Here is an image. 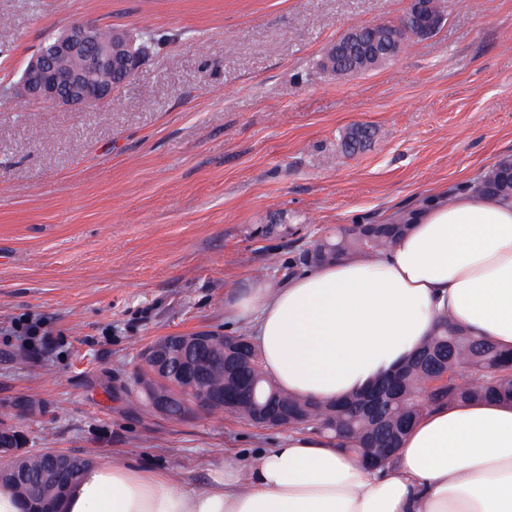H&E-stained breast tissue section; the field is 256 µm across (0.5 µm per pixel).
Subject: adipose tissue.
<instances>
[{
    "label": "adipose tissue",
    "instance_id": "ef3b65f1",
    "mask_svg": "<svg viewBox=\"0 0 512 512\" xmlns=\"http://www.w3.org/2000/svg\"><path fill=\"white\" fill-rule=\"evenodd\" d=\"M388 251L261 282L227 304L284 391L333 402L402 365L442 316L512 347V199L434 188ZM63 512H512V404L441 406L392 462L293 432L254 458L224 455L205 486L100 462Z\"/></svg>",
    "mask_w": 512,
    "mask_h": 512
}]
</instances>
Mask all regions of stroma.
<instances>
[{
	"instance_id": "obj_1",
	"label": "stroma",
	"mask_w": 512,
	"mask_h": 512,
	"mask_svg": "<svg viewBox=\"0 0 512 512\" xmlns=\"http://www.w3.org/2000/svg\"><path fill=\"white\" fill-rule=\"evenodd\" d=\"M408 0H0V414L30 448L203 483L281 432L133 402L137 354L225 321L259 268L287 281L313 238L383 224L512 158V0H447L429 37L375 70L319 69L353 23ZM93 22L160 45L101 107L20 97L43 42ZM366 123L371 146L341 138ZM36 321L32 341L16 324ZM21 396L39 400L13 411Z\"/></svg>"
}]
</instances>
